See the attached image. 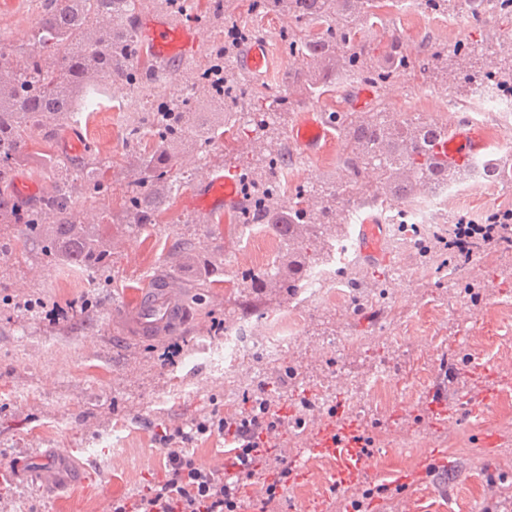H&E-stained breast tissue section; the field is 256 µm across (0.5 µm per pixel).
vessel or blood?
Instances as JSON below:
<instances>
[{"label": "vessel or blood", "instance_id": "1", "mask_svg": "<svg viewBox=\"0 0 512 512\" xmlns=\"http://www.w3.org/2000/svg\"><path fill=\"white\" fill-rule=\"evenodd\" d=\"M200 33V28L194 25L178 28L171 26L161 13L145 16L139 23V35L144 45L155 57L167 63L176 62L185 54L195 51L199 46ZM242 65L255 74H263L269 66L267 43H254L246 52ZM327 135L318 113L308 112L303 115L297 127L300 147L308 152L315 151ZM487 148L488 140L482 127L458 124L449 128L448 137L439 153L449 165L459 166L483 154ZM239 199L237 181L216 169L187 195L186 205L197 213L213 215L235 208ZM184 318L181 290L165 276L149 280L136 309L126 315L129 333L140 339L167 335L176 330ZM358 435L355 426L339 429L328 424L315 430L307 442L309 453L334 458L336 486L351 491L362 488L368 479V450L359 441Z\"/></svg>", "mask_w": 512, "mask_h": 512}]
</instances>
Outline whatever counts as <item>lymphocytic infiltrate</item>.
Wrapping results in <instances>:
<instances>
[{
	"label": "lymphocytic infiltrate",
	"instance_id": "lymphocytic-infiltrate-1",
	"mask_svg": "<svg viewBox=\"0 0 512 512\" xmlns=\"http://www.w3.org/2000/svg\"><path fill=\"white\" fill-rule=\"evenodd\" d=\"M446 249L466 255L476 250L512 246L511 224H456L443 241ZM286 417L269 399L258 397L233 417L208 414L190 424H170L158 435L164 450L162 478L150 481L137 494L112 501V512H237L240 485L259 484L258 512H276L275 502L289 471L280 465V436ZM221 434L235 446L241 482L225 483L223 473L197 463L190 447L197 437ZM278 479L266 481V472Z\"/></svg>",
	"mask_w": 512,
	"mask_h": 512
}]
</instances>
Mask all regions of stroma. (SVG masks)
Wrapping results in <instances>:
<instances>
[{
    "mask_svg": "<svg viewBox=\"0 0 512 512\" xmlns=\"http://www.w3.org/2000/svg\"><path fill=\"white\" fill-rule=\"evenodd\" d=\"M42 0H0V40L18 46L37 31ZM377 24L360 23L359 35L382 47L391 32L414 34L443 47L458 36L439 27L438 17L418 4L385 7ZM287 17L260 16L246 7L201 22V48L224 42L227 29L257 31L270 46L266 75L238 69L240 94L221 105L196 103L199 128L176 147V191L154 185L159 202L146 223L126 217L125 200L132 189L129 172L135 158L154 150L150 135L132 137V123L147 121L152 97L139 88L102 83L99 98L113 111L74 112L52 136L47 148L64 169L27 163L15 177L33 182L31 195L9 188L14 210L40 209L46 195L92 160L103 162L102 179L111 193L88 198L80 182L71 184V212L84 224L112 227V261L108 270L76 269L50 263L21 224H0V460L9 462L34 448H54L69 458V477L56 493L22 482L9 483L4 498L10 512H111L113 498L142 489L164 470L158 432L211 411L240 410L245 400L268 393L286 405L289 422L283 435L287 460L304 463L306 478H289L278 512H512V387L494 404L482 408L483 383L473 368L512 375V251L488 249L463 263L438 243L450 219L418 230L408 228L402 242L382 236L380 264L369 265L359 251V232L366 219H379V208L359 205V222L348 224L333 251L337 266L360 271V287L342 303L306 294L286 295L271 288H249L239 271H264L283 249L256 250L244 258V229L236 212L203 216L189 211L185 198L209 169L244 179V165L256 156L237 153L255 136L258 125L249 105L268 108L276 134L290 150L291 175L281 185L284 199L296 189L318 182L338 184L346 156L345 142L333 136L320 150L307 154L292 132L310 110L321 114L348 112L356 85L300 104L279 108L271 95H287L283 77L296 66L280 40ZM425 81L398 70L381 99L396 120L439 124L441 115L457 122L470 98L458 94L456 110L445 111L439 96L422 95ZM81 144L78 151L67 140ZM512 210V193L486 187L458 201L455 216L489 218ZM200 260L224 267L222 281L201 288L193 268L179 264L182 246ZM164 275L183 292L187 319L169 335L147 341L130 337L114 310H132L149 278ZM34 308L17 309L18 300ZM76 305V314L50 323L45 306ZM301 313L297 336L283 350L267 353L265 332L286 327ZM224 331L210 334L211 321ZM233 335L237 355L224 357V337ZM173 342L183 352L176 366L160 365L158 356ZM389 395L378 398L377 380ZM308 397L317 420L338 406L337 422L351 421L371 440L369 480L350 496L332 484L334 461L305 454L314 422L297 427L296 403ZM495 431V448H484L482 434ZM448 453V472L424 471L418 481L397 487L401 470H423L432 449ZM495 493H488V484ZM388 493H378L379 485Z\"/></svg>",
    "mask_w": 512,
    "mask_h": 512,
    "instance_id": "obj_1",
    "label": "stroma"
}]
</instances>
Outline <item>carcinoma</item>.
I'll use <instances>...</instances> for the list:
<instances>
[{
  "mask_svg": "<svg viewBox=\"0 0 512 512\" xmlns=\"http://www.w3.org/2000/svg\"><path fill=\"white\" fill-rule=\"evenodd\" d=\"M143 0H43L39 36L22 50L0 45V184L8 187L15 165L28 160L29 145L47 138V120L70 118L83 94L102 82L136 86L160 100L151 112L147 132L157 137L154 153L140 158L135 167L138 184L165 182L177 186L173 146L197 121L181 85L153 68L141 66L147 49L132 32ZM251 8L266 14L286 15L294 25L283 32L288 53L302 58V66L284 75L289 97L297 102L315 93L333 90L338 80L373 86L381 92L398 69L417 68L427 79L459 84L474 77L492 94L512 93V48L500 50L494 70L478 73L483 54L473 47L452 50L422 44L410 50L398 38H389L380 55L358 38L357 20L378 18L379 0H252ZM316 25L324 26L313 32ZM237 43H226L209 54L208 61L181 62V71L198 100L220 101L222 86L237 75L233 62L240 53ZM329 124L347 144L344 161L347 180L341 189L350 199L381 200L391 206L413 198L420 190L435 192L460 179L464 168L442 161L436 146L447 129L426 123L390 121L374 106L362 112H330ZM251 151L262 165L246 170V176L262 186L242 219L264 221L288 243L282 256L284 271H265L242 276L256 288H275L293 294L308 280L311 266L306 249L319 243L328 250L348 223L336 205V190L296 192L287 204L271 179L274 165L285 162L281 143L256 139ZM83 187L96 196L105 190L98 168L80 174ZM157 205L156 196L134 190L126 210L138 224ZM1 224H23L38 239L42 251L75 268H104L112 255V236L98 224L77 222L69 208L68 188H58L44 199L37 212L20 214L0 207Z\"/></svg>",
  "mask_w": 512,
  "mask_h": 512,
  "instance_id": "cac0c4a2",
  "label": "carcinoma"
}]
</instances>
